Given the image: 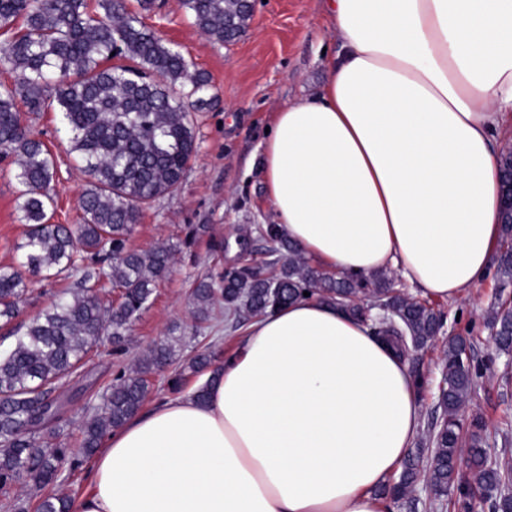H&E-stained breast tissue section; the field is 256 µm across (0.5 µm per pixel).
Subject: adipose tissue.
<instances>
[{
	"label": "adipose tissue",
	"instance_id": "ef3b65f1",
	"mask_svg": "<svg viewBox=\"0 0 512 512\" xmlns=\"http://www.w3.org/2000/svg\"><path fill=\"white\" fill-rule=\"evenodd\" d=\"M340 50L280 106L262 176L281 234L341 274L456 302L502 235L492 133L512 114V0H327ZM423 425L406 357L339 307L254 320L205 402L113 430L77 512H386Z\"/></svg>",
	"mask_w": 512,
	"mask_h": 512
}]
</instances>
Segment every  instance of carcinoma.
I'll return each mask as SVG.
<instances>
[{
  "label": "carcinoma",
  "mask_w": 512,
  "mask_h": 512,
  "mask_svg": "<svg viewBox=\"0 0 512 512\" xmlns=\"http://www.w3.org/2000/svg\"><path fill=\"white\" fill-rule=\"evenodd\" d=\"M0 0V65L15 75L0 84V158L16 165V206L28 224L21 268H0V320L11 322L26 301L22 271L50 278L71 269L80 273L74 287L24 326L14 346L0 352V494L27 476L39 491L35 512H74L66 494L45 493L60 465L75 470L103 446L105 437L140 411L152 392V376L171 361L167 340L149 348L136 369H119L93 416L79 426L74 448L41 441L57 431L64 400L59 389L86 363L100 337L123 355L132 324L148 308L162 273L172 261L166 248L137 250L129 237L142 212L181 187L197 149L196 113L209 109L208 74L190 71L183 54L143 21L154 0ZM195 27L223 44L240 37L252 9L245 0H178ZM129 61L112 66L113 56ZM22 100L30 113L52 109L70 133V153L86 185L78 198L79 224L51 222L55 204L56 160L47 145L16 110ZM272 260L252 259L223 277L221 288L206 280L195 286L194 318L211 327L217 298L224 318L242 327L252 319L295 300L310 297L332 303L366 322L372 332L395 342L403 355L432 343L444 326V313L426 300L391 288L385 274L341 276L311 264L279 234L263 231ZM496 277L512 284V219L504 217ZM119 291L105 302L101 281ZM488 322L498 353L512 355V308L492 309ZM213 343L196 342L186 369L168 379L172 392L186 386L185 371L201 374L213 367ZM442 386L436 421L426 435L427 480L440 501L472 512L488 501L493 512H512V466L494 464L485 448V424L475 418L463 429L477 369L467 354V338L445 341ZM467 449L470 478L457 461ZM422 453H410L399 480L383 487L386 502L417 512L414 485Z\"/></svg>",
  "instance_id": "carcinoma-1"
}]
</instances>
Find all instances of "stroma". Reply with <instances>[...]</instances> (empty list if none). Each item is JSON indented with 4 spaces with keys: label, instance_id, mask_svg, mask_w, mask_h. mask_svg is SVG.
I'll use <instances>...</instances> for the list:
<instances>
[{
    "label": "stroma",
    "instance_id": "1",
    "mask_svg": "<svg viewBox=\"0 0 512 512\" xmlns=\"http://www.w3.org/2000/svg\"><path fill=\"white\" fill-rule=\"evenodd\" d=\"M148 25L175 45L192 68L211 77L214 106L198 116V148L181 187L145 209L131 236L132 248L174 247L169 270L161 279L146 311L135 322L123 360L92 357L84 366L93 382L79 391L66 385L70 402L52 444L73 446L78 427L101 402L117 366H131L155 343L178 331L183 341L175 349L172 368H180L199 333L193 316L191 291L201 279H217L237 267L244 253L263 250L261 225L275 221L261 176V143L272 114L285 103L313 95L327 78L328 54L336 43L329 35L325 0H254L245 34L234 44L214 43L193 24L176 0H155ZM55 155L59 182L54 220H80L77 198L85 183L67 150L69 133L58 112L27 115ZM14 166L0 162V267L17 265L25 224L15 207ZM74 276L61 273L51 281L29 279L21 320H30L52 299L73 286ZM512 297V285L500 287L494 275L473 288L467 299L445 306L446 330L457 334L472 328L470 355L480 366L465 420L480 418L486 443L494 456L512 463V437L503 438L505 418H512V359L499 355L487 317L500 296ZM443 345L414 351L412 373L421 374L419 395L425 418H432L441 384Z\"/></svg>",
    "mask_w": 512,
    "mask_h": 512
}]
</instances>
